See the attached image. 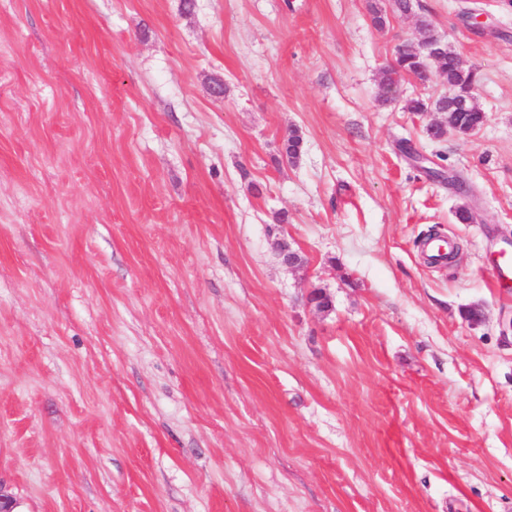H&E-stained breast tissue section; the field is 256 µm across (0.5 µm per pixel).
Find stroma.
<instances>
[{
  "instance_id": "35a3bbf8",
  "label": "stroma",
  "mask_w": 512,
  "mask_h": 512,
  "mask_svg": "<svg viewBox=\"0 0 512 512\" xmlns=\"http://www.w3.org/2000/svg\"><path fill=\"white\" fill-rule=\"evenodd\" d=\"M422 17L474 134L381 95ZM506 245L512 0H0L16 512H512Z\"/></svg>"
}]
</instances>
